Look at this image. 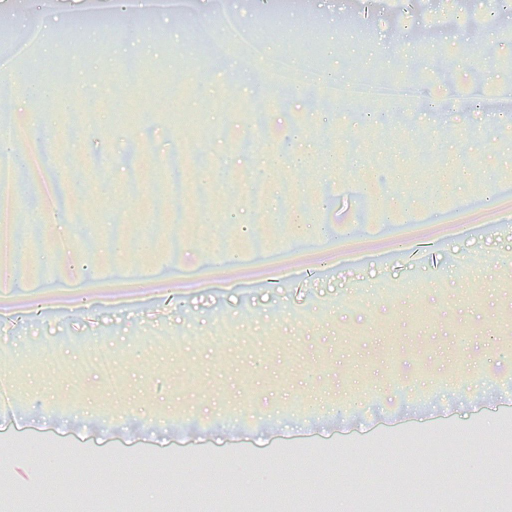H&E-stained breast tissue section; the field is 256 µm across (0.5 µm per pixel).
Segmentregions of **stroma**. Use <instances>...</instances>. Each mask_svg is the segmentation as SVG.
Returning a JSON list of instances; mask_svg holds the SVG:
<instances>
[{
	"mask_svg": "<svg viewBox=\"0 0 512 512\" xmlns=\"http://www.w3.org/2000/svg\"><path fill=\"white\" fill-rule=\"evenodd\" d=\"M0 0V69L16 65L30 83L73 97L70 110L24 96L0 120L27 141V115L45 113L54 136L32 144L24 190L14 196L0 237L22 238L14 308L45 288L74 287L71 266H92L102 281L125 267L167 275L175 267L190 292L178 302L137 289L129 310L68 322L26 318L0 326V464L19 442L41 459L70 461L91 448L120 451L153 473L146 491L126 471L106 483L111 498L155 512L163 497H207V475L230 448L266 457L249 492L312 494L340 472L333 505L349 503L359 470L378 468L394 446L416 471L452 469L459 482L436 494L465 496L487 481L473 461L503 430L472 428L474 415L512 414V350L495 337L512 309V146L467 133L489 113L512 114V13L496 0ZM235 15L239 28H226ZM476 28H467L468 20ZM294 69L282 84L270 63ZM380 83L392 72L411 85V101L338 103L320 73ZM469 105L445 115L449 97ZM222 133H214L215 113ZM383 113L367 123L363 113ZM178 113L210 128L207 138L174 125ZM263 133L255 135L254 116ZM81 134H73V125ZM311 163L330 155L355 165L309 172L270 165L294 137ZM198 147L192 170H209L177 248L159 235L150 249L142 227L163 220L174 172L163 159ZM446 177L441 198L421 185ZM277 200L274 216L248 215L265 242L252 251L229 207L245 208L253 179ZM502 205L486 209L485 200ZM439 209V224H388L390 209ZM38 208L63 223L28 232ZM124 222V252L104 244ZM255 253L262 266L211 272L207 253ZM465 257L453 278L413 268L448 252ZM277 285H260L259 277ZM481 384H471L473 368ZM182 466L195 480H159Z\"/></svg>",
	"mask_w": 512,
	"mask_h": 512,
	"instance_id": "stroma-1",
	"label": "stroma"
}]
</instances>
